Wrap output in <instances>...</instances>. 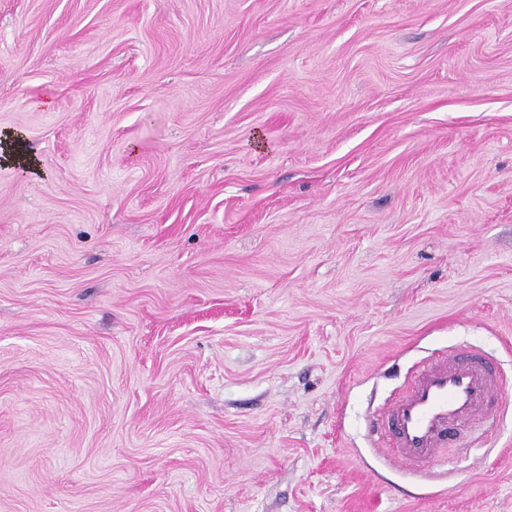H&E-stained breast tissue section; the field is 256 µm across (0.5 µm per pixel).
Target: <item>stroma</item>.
<instances>
[{"label": "stroma", "mask_w": 512, "mask_h": 512, "mask_svg": "<svg viewBox=\"0 0 512 512\" xmlns=\"http://www.w3.org/2000/svg\"><path fill=\"white\" fill-rule=\"evenodd\" d=\"M0 512H512V0H0ZM505 399L418 477L438 353ZM499 389L492 368L477 355L439 358L415 375L407 390L379 414L373 432L398 463L421 470L472 423L489 416Z\"/></svg>", "instance_id": "obj_1"}]
</instances>
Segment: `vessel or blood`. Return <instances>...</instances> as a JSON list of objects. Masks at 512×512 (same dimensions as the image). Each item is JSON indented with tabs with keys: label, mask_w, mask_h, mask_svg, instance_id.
Here are the masks:
<instances>
[{
	"label": "vessel or blood",
	"mask_w": 512,
	"mask_h": 512,
	"mask_svg": "<svg viewBox=\"0 0 512 512\" xmlns=\"http://www.w3.org/2000/svg\"><path fill=\"white\" fill-rule=\"evenodd\" d=\"M499 388L492 368L479 356H444L415 375L407 390L379 414L373 431L398 463L422 469L438 461V450L472 423L488 417Z\"/></svg>",
	"instance_id": "1"
}]
</instances>
